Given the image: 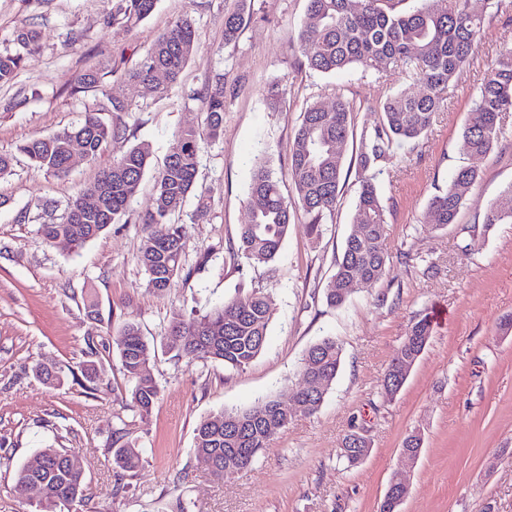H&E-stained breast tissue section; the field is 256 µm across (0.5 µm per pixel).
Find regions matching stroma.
<instances>
[{"instance_id": "1", "label": "stroma", "mask_w": 512, "mask_h": 512, "mask_svg": "<svg viewBox=\"0 0 512 512\" xmlns=\"http://www.w3.org/2000/svg\"><path fill=\"white\" fill-rule=\"evenodd\" d=\"M255 16L239 41L224 44V0H158L153 13L131 30L107 25L112 0H0V52L14 49L18 32L35 29L14 79L0 84V153L15 156L14 172L0 179V512H31L14 491L16 471L44 447L67 449L86 481L73 512H177L179 500L195 512H377L393 478L409 486L403 512H512V224L484 226L490 204L512 184V112L502 116L501 139L489 154L470 155L461 137L464 120L497 52L512 45V0L500 9L469 0L485 18L484 35L457 90L437 112L428 136L395 145L376 185L387 206V247L433 262L394 263L378 284L351 294L342 306L326 304L323 290L336 270L348 236L360 183L349 172L331 220L320 237L293 225L278 258L254 266L229 251L248 223V187L256 158H265L294 194L288 175L290 147L309 98L332 106L338 90L352 99L354 132L343 150L354 157L363 130L378 119L381 103L405 87L398 72L375 75L355 69L324 75L302 66L298 34L307 0H254ZM191 18L198 50L158 99L129 90L125 140L101 160L76 163L57 178L30 167L19 143L79 122L85 110L120 88L117 74L101 90L74 95L73 79L89 67L134 66L174 21ZM223 79L224 131L204 142L198 185L206 190L205 222L186 225L184 256L190 277L159 292L149 288L137 256L154 225L143 223L155 179L146 175L125 221L82 247L46 245L38 222L24 211L51 202L65 206L94 181L103 164L145 144L154 169L168 153L172 134L200 126L204 108L195 94ZM284 83L286 95L269 110L268 86ZM462 165L480 178L457 223L433 229L423 223L429 198L446 188ZM468 254H461V247ZM269 293L274 315L263 352L240 371L176 358L160 344L174 317L205 314L225 300L252 291ZM96 314L86 309L87 298ZM432 321V337L399 393L385 395L380 379L411 323ZM138 323L155 343L153 375L160 395L131 435L143 463L117 477L112 430L128 384L118 352L101 355L96 393L75 379L89 335L115 336L124 321ZM335 338L342 364L320 411L292 415L267 452L228 479L215 478L193 452L195 428L209 413L246 408L274 395L288 400L304 384L302 358L310 345ZM60 368L50 385L36 364ZM360 431L370 444L357 466L339 458L342 438ZM421 432L422 453L403 468L404 438ZM126 490L113 494L116 479Z\"/></svg>"}]
</instances>
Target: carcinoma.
<instances>
[{
	"instance_id": "carcinoma-1",
	"label": "carcinoma",
	"mask_w": 512,
	"mask_h": 512,
	"mask_svg": "<svg viewBox=\"0 0 512 512\" xmlns=\"http://www.w3.org/2000/svg\"><path fill=\"white\" fill-rule=\"evenodd\" d=\"M403 0H308L307 18L299 32L305 65L321 74H333L358 67L377 75L400 71L422 84L418 93L400 90L387 97L379 108V121L362 132L363 147L354 159L360 183L352 229L347 236L336 271L324 288L327 305L343 304L356 289L371 288L390 267L387 251L386 205L379 196L374 173L390 158L399 143L417 142L431 129L440 111L457 86L462 69L473 59L484 34V18L470 11L468 0H421L409 11L397 9ZM157 0H114L105 23L133 28L156 8ZM255 15L254 0H224V45L238 42ZM36 40V32L23 30L16 36L14 51L0 52V83L10 82L24 59L23 51ZM198 49L192 22L181 18L162 32L143 60L123 73L127 86L139 87L157 97L167 94ZM166 74V82L155 81V73ZM105 72L89 68L70 84V94L88 93L102 86ZM199 97L204 105V126L177 130L163 167L155 177L152 210L143 217L146 224H162L164 229L147 237L138 255L149 287L164 291L184 271L183 254L186 225L169 223L183 211L189 198L196 199L191 214L193 224L204 221L210 205L198 190L197 174L202 144L216 140L223 132L224 80L206 86ZM131 111V102L121 91L112 92L108 104L88 110L76 125L37 139L20 143L16 150L31 166L48 175L64 177L71 169L70 149L78 143L88 160L99 159L114 141L126 137L127 126L120 114ZM103 112L115 114L107 123ZM512 112V47L502 48L484 80L462 137L470 154L484 156L498 143L502 115ZM353 107L342 94L327 109L317 100L307 103L290 149L289 176L295 187L293 198H285L280 180L263 159L256 160L248 196L250 221L241 226L238 246L231 248L253 264L275 260L289 228L299 222L309 234H319L321 224L336 209L342 189L345 156L336 144H344L353 133ZM150 168V150L133 146L102 169L98 177L71 198L61 215L57 207L42 205L44 219L38 232L49 244L62 236L77 247L103 234L126 215L130 202ZM478 171L459 167L448 186L427 203L424 222L433 228L457 223L467 194L477 182ZM97 196L99 209L87 211L84 199ZM512 223V184L490 203L485 224ZM269 294L255 291L245 299H229L210 312L188 320L175 318L163 337L176 357L219 363L238 371L249 366L264 350L273 316ZM432 335L427 318L415 321L381 379L385 393L396 392L406 382L405 368L416 359ZM123 375L130 384L133 403L131 419L118 417L112 430V463L123 472H133L143 462V449L129 440L131 427L143 421L158 399L160 388L152 373L154 344L143 336L138 324L124 323L112 337ZM90 359L83 364L84 388L97 390L99 368L91 357L109 343L86 342ZM341 346L331 337L311 345L302 359V373L309 376L316 391L301 388L296 401L305 415L317 413L332 389L341 364ZM291 419L288 407L275 396H267L252 406L223 409L200 420L195 429L193 451L211 463L215 477H225L230 465L246 468L264 453ZM346 434L341 443L342 458L350 466L359 464V447ZM38 465L18 469L16 492L38 512H62V506L83 498V473L69 463L64 448H43L36 455ZM50 486L53 498H43Z\"/></svg>"
}]
</instances>
